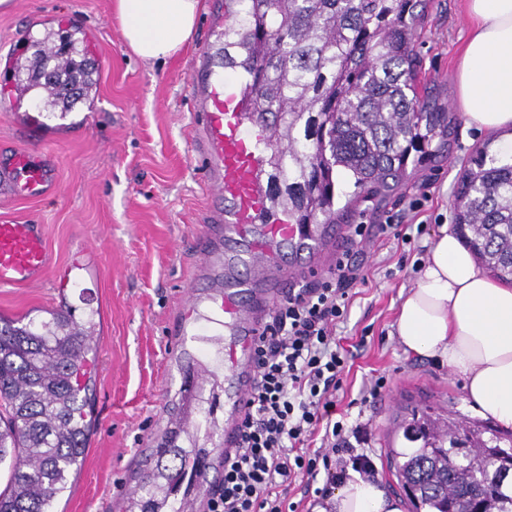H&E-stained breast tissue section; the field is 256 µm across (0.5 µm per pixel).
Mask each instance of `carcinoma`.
Instances as JSON below:
<instances>
[{
  "label": "carcinoma",
  "instance_id": "cac0c4a2",
  "mask_svg": "<svg viewBox=\"0 0 512 512\" xmlns=\"http://www.w3.org/2000/svg\"><path fill=\"white\" fill-rule=\"evenodd\" d=\"M224 68L245 77L249 111L269 131V162L282 175L273 199L295 224H334L339 195L389 188L411 154L449 132L447 107L418 92L414 36L419 0H230ZM16 63V90H40L47 106L73 112L97 87L95 62L77 29L47 32ZM462 244L492 276L512 284V163L481 147L456 198ZM96 312L76 320L61 307L23 322L0 316V512H54L70 491L91 435L88 408L97 349ZM417 443L391 449L414 512H512V435L414 408L398 424ZM191 448L158 449L153 477L138 485L140 512H159L198 466ZM173 457L175 465L162 464Z\"/></svg>",
  "mask_w": 512,
  "mask_h": 512
}]
</instances>
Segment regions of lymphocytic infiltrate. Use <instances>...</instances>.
I'll return each mask as SVG.
<instances>
[{
    "label": "lymphocytic infiltrate",
    "instance_id": "1",
    "mask_svg": "<svg viewBox=\"0 0 512 512\" xmlns=\"http://www.w3.org/2000/svg\"><path fill=\"white\" fill-rule=\"evenodd\" d=\"M364 280L361 264L345 254L314 286L295 289L275 308L256 348L258 375L241 445L204 512H291V487L325 498L347 470L374 476L366 427L336 417L347 366L336 328L348 316L353 285Z\"/></svg>",
    "mask_w": 512,
    "mask_h": 512
}]
</instances>
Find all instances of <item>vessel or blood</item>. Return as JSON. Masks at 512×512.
<instances>
[{
	"mask_svg": "<svg viewBox=\"0 0 512 512\" xmlns=\"http://www.w3.org/2000/svg\"><path fill=\"white\" fill-rule=\"evenodd\" d=\"M190 86L197 101L195 153L207 190L224 204L207 210L204 230L192 242L195 287L169 324L182 378L163 436L177 442L216 419L221 433L218 447L199 454V472L178 499L183 512H194L211 469L240 442L257 375L255 345L269 314L302 278L328 270L345 234L333 224L289 223L271 207L268 131L251 120L240 85L225 80L213 53L193 69ZM54 178L43 149L23 146L0 159V184L15 192L43 197ZM49 267L45 225L0 223V288L40 285Z\"/></svg>",
	"mask_w": 512,
	"mask_h": 512,
	"instance_id": "b4317fda",
	"label": "vessel or blood"
}]
</instances>
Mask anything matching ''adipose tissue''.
<instances>
[{"instance_id":"adipose-tissue-1","label":"adipose tissue","mask_w":512,"mask_h":512,"mask_svg":"<svg viewBox=\"0 0 512 512\" xmlns=\"http://www.w3.org/2000/svg\"><path fill=\"white\" fill-rule=\"evenodd\" d=\"M199 0H116L122 35L143 61L156 62L189 40ZM473 26L459 65L466 123L499 133L512 160V0H466ZM395 334L404 352L434 359L463 381L465 401L512 430V286L493 279L442 225L413 287L403 295ZM313 512H404L381 479L348 471Z\"/></svg>"}]
</instances>
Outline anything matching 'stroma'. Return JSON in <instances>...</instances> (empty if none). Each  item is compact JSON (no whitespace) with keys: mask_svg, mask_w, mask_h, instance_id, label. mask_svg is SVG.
Here are the masks:
<instances>
[{"mask_svg":"<svg viewBox=\"0 0 512 512\" xmlns=\"http://www.w3.org/2000/svg\"><path fill=\"white\" fill-rule=\"evenodd\" d=\"M224 0H200L185 46L164 60L143 62L125 43L114 0H8L0 6V58L45 29H77L98 65L91 105L60 116L40 96H19L0 70V148L23 142L25 124L38 125L54 149L57 183L31 199L0 190V221L46 227L52 268L37 287L0 289V315L44 316L69 304L75 314H100L91 411L96 419L79 473L56 512H123L131 468L155 467L152 446L175 400L180 374L170 352L167 320L191 282L189 242L209 206L204 177L190 144L192 103L187 82L208 44V17ZM415 45L420 86L455 117L447 139L415 164L396 189L357 201L343 223L372 230L354 250L366 284L357 285L349 315L336 336L347 353L337 393L349 423L367 425L377 474L397 497L405 492L389 450L393 417L404 406L442 407L453 417L480 421L464 401L461 379L428 359L406 355L394 334L402 295L415 283L414 263L426 259L441 225L455 221L458 181L479 147L496 135L467 127L457 67L470 33L465 0H422ZM383 224H402V243ZM386 386L365 398L377 379Z\"/></svg>","mask_w":512,"mask_h":512,"instance_id":"obj_1","label":"stroma"}]
</instances>
